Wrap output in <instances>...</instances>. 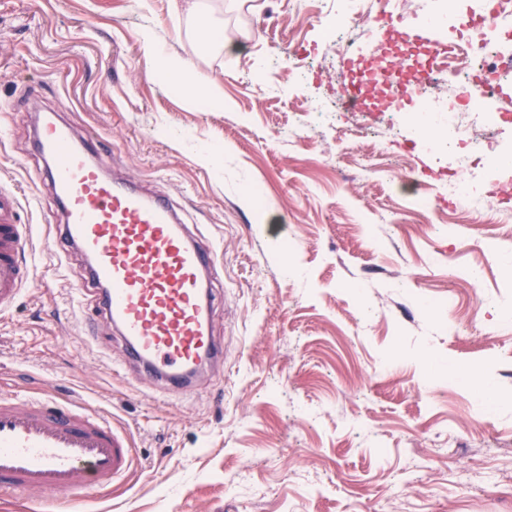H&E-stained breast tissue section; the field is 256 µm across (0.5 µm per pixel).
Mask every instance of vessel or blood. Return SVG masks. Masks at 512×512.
<instances>
[{
    "mask_svg": "<svg viewBox=\"0 0 512 512\" xmlns=\"http://www.w3.org/2000/svg\"><path fill=\"white\" fill-rule=\"evenodd\" d=\"M35 140L55 200L48 224L57 256L84 255L94 307L123 339L128 363L144 378L189 388L224 360L212 327L217 247L188 233L171 200L107 176L92 142L77 140L54 114H44ZM17 202L0 190V312L30 282V232L15 219ZM134 462L129 434L98 412L50 397L0 394L1 495L104 489Z\"/></svg>",
    "mask_w": 512,
    "mask_h": 512,
    "instance_id": "vessel-or-blood-1",
    "label": "vessel or blood"
}]
</instances>
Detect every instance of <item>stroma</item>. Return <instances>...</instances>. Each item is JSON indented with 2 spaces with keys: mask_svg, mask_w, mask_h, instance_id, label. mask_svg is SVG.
I'll return each instance as SVG.
<instances>
[{
  "mask_svg": "<svg viewBox=\"0 0 512 512\" xmlns=\"http://www.w3.org/2000/svg\"><path fill=\"white\" fill-rule=\"evenodd\" d=\"M199 3L222 50L170 0H0V187L34 227L32 283L0 314V379L129 433L136 470L82 512H512V183L472 206L436 196L469 155L426 147L458 104L452 75L407 101L414 132L338 104L387 23L419 28L444 0H393L388 18L364 0L345 61L326 0ZM145 30L217 80L223 106L168 87ZM45 112L217 244L224 369L191 391L113 376L121 340L80 323L84 260L58 262L42 222Z\"/></svg>",
  "mask_w": 512,
  "mask_h": 512,
  "instance_id": "1",
  "label": "stroma"
}]
</instances>
